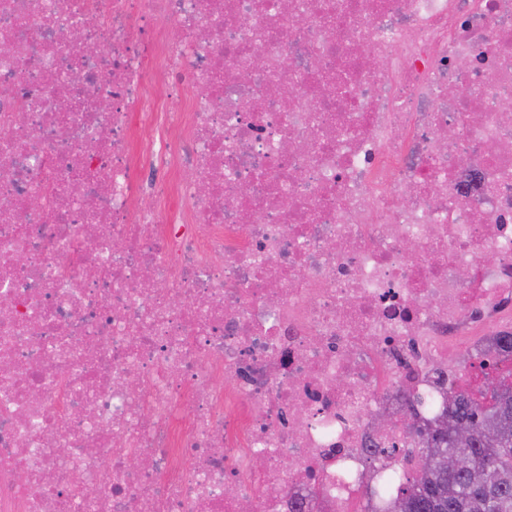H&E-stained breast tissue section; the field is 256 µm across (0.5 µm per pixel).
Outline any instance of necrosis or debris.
I'll use <instances>...</instances> for the list:
<instances>
[{
  "instance_id": "1",
  "label": "necrosis or debris",
  "mask_w": 512,
  "mask_h": 512,
  "mask_svg": "<svg viewBox=\"0 0 512 512\" xmlns=\"http://www.w3.org/2000/svg\"><path fill=\"white\" fill-rule=\"evenodd\" d=\"M510 334L512 0H0V512H383Z\"/></svg>"
}]
</instances>
